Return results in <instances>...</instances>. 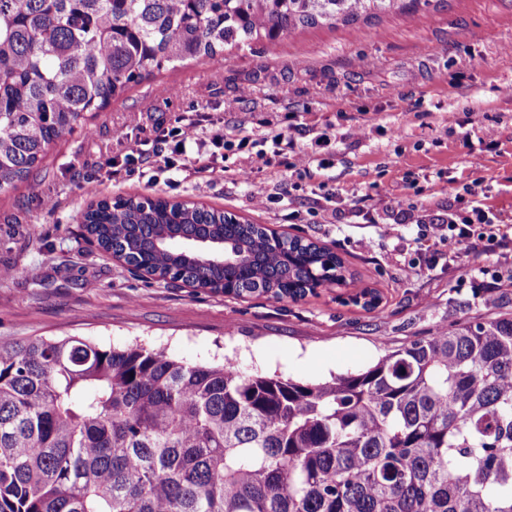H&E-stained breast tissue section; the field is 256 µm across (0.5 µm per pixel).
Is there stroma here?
<instances>
[{"label":"stroma","instance_id":"obj_1","mask_svg":"<svg viewBox=\"0 0 512 512\" xmlns=\"http://www.w3.org/2000/svg\"><path fill=\"white\" fill-rule=\"evenodd\" d=\"M198 112L208 115L203 138L248 145L212 171L199 170L192 146L174 168L127 169L113 130L142 139ZM93 125V135L52 145L27 181L0 194V269L12 271L0 280V343L140 341L188 363L233 359L249 374L316 382L437 328L512 312V289L485 302L489 273H512V245L463 254L473 270L464 280L423 248L430 226L458 208L452 179L477 184L479 205L512 226V0H442L412 16L394 10L167 66L112 99ZM484 129L491 141L466 144L465 133ZM280 131L309 168L287 167L264 144ZM242 169L266 184L268 202L254 201ZM89 183L102 198L191 200L312 239L357 283L277 301L139 277L85 237ZM360 286L378 291L379 308L354 302Z\"/></svg>","mask_w":512,"mask_h":512}]
</instances>
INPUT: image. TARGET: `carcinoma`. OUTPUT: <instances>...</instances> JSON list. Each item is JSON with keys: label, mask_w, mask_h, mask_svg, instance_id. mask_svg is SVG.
<instances>
[{"label": "carcinoma", "mask_w": 512, "mask_h": 512, "mask_svg": "<svg viewBox=\"0 0 512 512\" xmlns=\"http://www.w3.org/2000/svg\"><path fill=\"white\" fill-rule=\"evenodd\" d=\"M395 6L433 0H0V193L166 63ZM83 224L156 281L278 300L348 285L330 249L198 203L100 200ZM0 512H512V313L317 383L138 342L0 344Z\"/></svg>", "instance_id": "carcinoma-1"}]
</instances>
